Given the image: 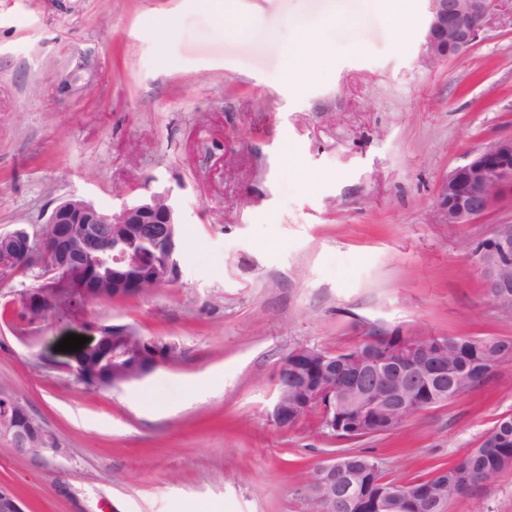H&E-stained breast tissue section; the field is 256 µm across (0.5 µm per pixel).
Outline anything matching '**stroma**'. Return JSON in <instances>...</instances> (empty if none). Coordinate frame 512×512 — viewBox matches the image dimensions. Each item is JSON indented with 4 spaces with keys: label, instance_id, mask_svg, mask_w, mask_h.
Masks as SVG:
<instances>
[{
    "label": "stroma",
    "instance_id": "stroma-1",
    "mask_svg": "<svg viewBox=\"0 0 512 512\" xmlns=\"http://www.w3.org/2000/svg\"><path fill=\"white\" fill-rule=\"evenodd\" d=\"M389 6L226 0L222 25L213 0H0V232L74 196L109 213L169 189L180 208L177 284L34 325L9 303L31 280L0 284V385L65 451L42 461L0 439V485L27 512H308L305 482L337 450L407 482L512 417V358L386 435L339 440L317 415L271 416L299 346L341 350L373 324L512 338L468 252L512 211L434 219L442 178L512 135V21L433 65L428 0L402 36ZM317 24L332 65L288 77L283 54ZM112 323L175 359L87 388L56 346ZM448 512H512V467Z\"/></svg>",
    "mask_w": 512,
    "mask_h": 512
}]
</instances>
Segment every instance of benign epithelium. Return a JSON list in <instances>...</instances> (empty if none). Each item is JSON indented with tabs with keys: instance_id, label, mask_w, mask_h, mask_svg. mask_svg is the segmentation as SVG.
Masks as SVG:
<instances>
[{
	"instance_id": "7a95c632",
	"label": "benign epithelium",
	"mask_w": 512,
	"mask_h": 512,
	"mask_svg": "<svg viewBox=\"0 0 512 512\" xmlns=\"http://www.w3.org/2000/svg\"><path fill=\"white\" fill-rule=\"evenodd\" d=\"M428 16L423 50L430 63L461 55L480 38L488 22L501 10L505 0H428ZM508 205L512 207V136L496 139L487 147L470 153L463 163L446 175L438 189L435 220L440 224H472L476 219ZM49 233L39 236L25 226L0 234V280L13 278L20 270L49 264V282L54 287L24 288L14 294L11 305L25 315L30 324L41 323L50 311L57 317L76 312L89 303L108 297L101 290V270L112 267V288L128 286L134 296H143L156 288L179 281L178 209L170 191L152 192L108 214L79 199L57 205L45 221ZM158 240L169 253L166 266L149 282L137 276L138 261L128 255L126 246L133 240ZM480 248V268L487 296L494 304L507 298L512 282L498 277V267L512 262V221L496 226L493 233L470 245ZM96 336L83 346L86 351L103 353L112 365L115 388L137 381L141 372L127 375L118 361L121 355L107 348V337L114 333L140 337L126 324L97 325ZM393 332L372 326L362 338L360 364L354 372L336 374V354L323 353L321 374L308 376L301 368L306 348L288 353L277 370V397L272 416L278 423L292 426L311 408H318L323 420L336 433L342 432L343 415L360 412L375 421L390 410L406 411L412 404L428 408L444 404L458 396L446 384L448 368L427 351L446 342L399 333L401 340L388 346L386 337ZM302 377L303 399L288 409L283 391L288 375ZM10 438L15 453L34 458L63 455L54 435L14 396L0 389V437ZM319 476H310L308 484L318 486V499L336 503V472L340 463L332 457L321 465ZM378 488L373 499L374 512H381L390 500L414 507L428 496L419 483L394 486L374 475ZM0 512H26L23 500L10 488L0 486Z\"/></svg>"
}]
</instances>
